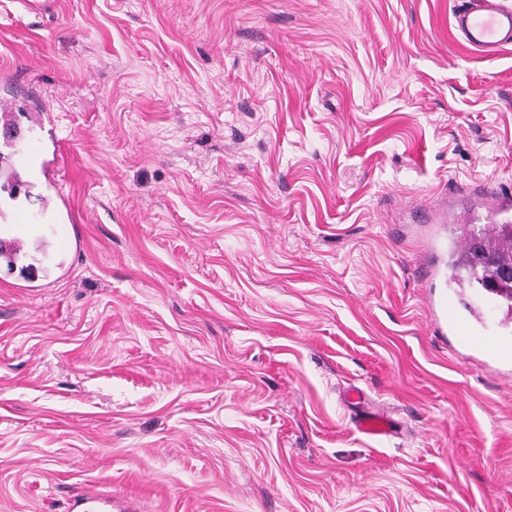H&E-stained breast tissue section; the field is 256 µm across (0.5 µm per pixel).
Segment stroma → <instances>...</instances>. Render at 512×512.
I'll list each match as a JSON object with an SVG mask.
<instances>
[{"instance_id":"stroma-1","label":"stroma","mask_w":512,"mask_h":512,"mask_svg":"<svg viewBox=\"0 0 512 512\" xmlns=\"http://www.w3.org/2000/svg\"><path fill=\"white\" fill-rule=\"evenodd\" d=\"M467 2L0 0V101L60 154L37 277L0 265V512H512V321L439 335L456 285L415 275L512 191V46H463ZM55 210L60 212L61 214L66 211L68 223L63 220L64 223L60 224H52L51 233L54 236L56 243L59 249L67 252L74 248V243L77 247V238H76V230L75 225L71 223V219L69 216L70 208L67 198L64 196L58 195L54 198L52 206ZM433 323L439 330L451 327L455 320H460L459 313L453 312L452 302L448 300V294L442 293L437 298L430 312ZM355 426L362 434L370 438H380L391 432L389 418L376 412L363 411L355 419ZM112 507H116L112 502V495L90 490L81 498L74 500L69 510L71 512H111Z\"/></svg>"}]
</instances>
